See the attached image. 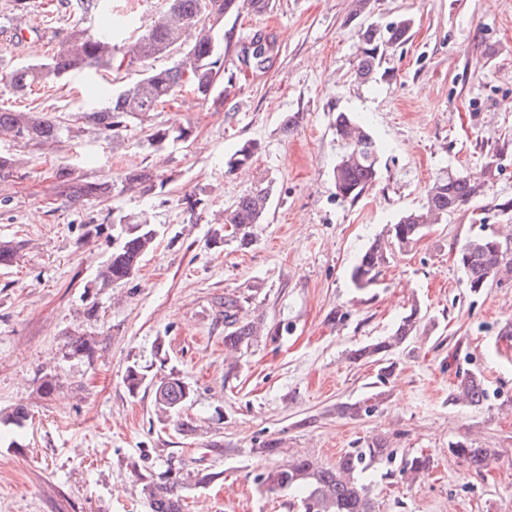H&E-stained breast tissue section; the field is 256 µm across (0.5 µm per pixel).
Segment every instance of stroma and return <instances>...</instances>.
<instances>
[{
  "instance_id": "obj_1",
  "label": "stroma",
  "mask_w": 512,
  "mask_h": 512,
  "mask_svg": "<svg viewBox=\"0 0 512 512\" xmlns=\"http://www.w3.org/2000/svg\"><path fill=\"white\" fill-rule=\"evenodd\" d=\"M168 3L112 0V16L135 37ZM403 19L405 41L360 80L359 29ZM69 27L65 11L49 17L39 7L22 37L1 27L0 74L47 56ZM257 33L274 43L261 71L237 60ZM224 53L217 102L179 93L119 140L86 134L45 149L0 135V153L18 164L16 177L0 181V237L22 245L0 269V409L29 411L23 427L0 428V512H151L137 463L218 473L184 487L186 512H301L295 493H268L255 475L299 455L330 466L376 436L394 451L363 476L376 512H512V338L500 334L512 321V277L474 293L456 262L478 236L512 248V0H370L360 14L352 0H271L266 12L225 17ZM142 71L77 73L23 97L0 85V108L64 121L93 103L97 88L118 91ZM340 111L378 146L377 179L353 201L334 188ZM295 112L298 126L284 130ZM170 124L190 127V138L147 150L149 128ZM247 141L260 145L252 165L228 172L226 160ZM491 160L483 194L395 254L373 285L354 288L360 254L424 205L436 172L479 174ZM65 166L90 180L147 169L164 184L74 206L56 189ZM259 182L271 184L272 202L253 245L214 243L225 208ZM119 215L147 217L159 235L131 280L99 290L92 283ZM89 224L98 235L85 237ZM228 294L268 330L229 378L218 306ZM414 307L420 329L391 351L389 376L349 360ZM338 309L344 320L330 321ZM77 332L95 341L93 358L67 357ZM134 363L193 387L195 434L159 424L151 391L128 393L123 375ZM467 372L484 379L482 405L451 402ZM47 374L60 384L50 399L39 389ZM370 397L372 413L337 415L338 404ZM10 437L17 446H7ZM270 439L278 453L261 454ZM463 439L498 455L470 469L448 452ZM421 455L429 468L405 480L402 458Z\"/></svg>"
}]
</instances>
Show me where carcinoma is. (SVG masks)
Returning <instances> with one entry per match:
<instances>
[{
    "label": "carcinoma",
    "instance_id": "1",
    "mask_svg": "<svg viewBox=\"0 0 512 512\" xmlns=\"http://www.w3.org/2000/svg\"><path fill=\"white\" fill-rule=\"evenodd\" d=\"M101 0H71L69 7L73 20L67 35L53 46L44 60L22 64L0 76L15 93H25L35 87H47L66 74L74 71L98 69L112 65L118 46L107 31L92 32L84 26L85 18L98 11ZM270 0H170L168 9L123 52L129 63L155 60L181 48L184 33L195 31L194 41L185 52L184 59L168 68H151L142 77L122 90L106 97L100 106L78 113L75 123L58 122L32 112L12 111L0 108V135L9 134L27 143L47 144L62 136L78 137L90 132L116 138L133 121L144 122L159 107L171 101L176 93L188 88L198 99L207 101L214 97L224 82V48L221 47V31L224 16L243 9L255 13L265 11ZM408 31V22L402 21L386 32L370 24L359 33L361 54L357 76L371 78L380 52L387 47L402 43ZM272 47L257 38L243 49L244 58L251 66L262 69L268 61ZM336 137L345 151L334 167L336 196L354 200L371 186L377 178L378 150L372 137L362 125L346 112L336 113L334 122ZM191 129L184 126H156L147 137V147L160 149L183 136ZM258 145L242 144L227 162L233 171L249 164ZM492 175V164H487L480 176L442 170L436 174L427 190L426 203L418 210L403 215L395 224L387 225L375 235L361 253L350 271L355 288L371 285L381 269L389 262L394 251L406 250L419 240L425 229L450 213L460 210L472 198L479 195ZM58 192L75 203L89 199L110 198L126 191L150 194L156 187L153 173L142 170L125 174L120 180H86L72 176L61 169L56 173ZM272 192L269 185L257 183L240 195L224 210L222 239L248 248L255 239L257 225L263 223ZM121 225L119 241L99 268L95 286L107 288L131 279L143 259L153 249L158 230L147 218L116 217ZM498 239L480 236L466 241L457 253V263L465 276L469 290L476 292L489 283L512 272V254L497 248ZM21 245L12 239H0V268L16 262ZM224 376L230 377L238 369V362L253 342L264 332V321L257 317L245 321L240 317L241 299L235 295L224 297ZM419 317L412 309L397 324L388 339L366 345L353 351L350 358L358 361L373 358L386 360L389 352L404 344L417 333ZM72 356L91 357L95 343L80 334H72L67 342ZM123 383L127 391L136 395L141 389L152 388L153 408L158 421L173 425L180 433L194 432L185 410L192 405L194 389L182 378L169 375L154 384L148 380L147 370L133 363L126 367ZM487 398L482 378L466 373L461 378L457 392L451 401L469 406H479ZM374 409L364 402L344 403L338 413L357 418ZM29 413L23 406L8 412H0V425L21 427ZM448 452L474 469L488 465L496 455L493 448H475L467 440H458L448 446ZM393 454L388 441L376 437L365 447L357 448L340 456L336 465L324 467L307 456H299L284 468L261 472L255 481L269 493L292 490L301 495L302 512H374L368 485L362 475L374 463L388 459ZM430 460L414 456L402 461L400 472L408 480L414 479L428 468ZM142 491L148 497L152 512H185L186 502L182 495L184 479L171 472L154 477L153 472L139 475Z\"/></svg>",
    "mask_w": 512,
    "mask_h": 512
}]
</instances>
